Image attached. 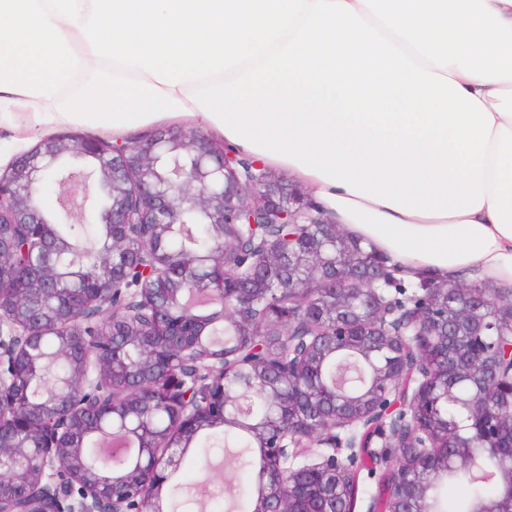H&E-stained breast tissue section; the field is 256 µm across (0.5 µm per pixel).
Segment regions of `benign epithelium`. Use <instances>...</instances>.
Segmentation results:
<instances>
[{
  "label": "benign epithelium",
  "instance_id": "obj_1",
  "mask_svg": "<svg viewBox=\"0 0 512 512\" xmlns=\"http://www.w3.org/2000/svg\"><path fill=\"white\" fill-rule=\"evenodd\" d=\"M64 188L57 215L39 200L45 182ZM96 223L109 228L107 281L93 248L67 251L83 261L76 305L37 304L52 289L63 254L55 225L67 205L88 197ZM178 224H212L220 243L204 255L167 247ZM205 268L207 296L236 340L210 350L197 367L200 319L182 302L188 275ZM291 294L288 309L262 317L255 297L269 281ZM53 312L58 353L70 374L60 391L18 390V376L44 358L35 319ZM282 352L270 364L268 337ZM369 368L349 394L339 385L316 393L320 355L347 345ZM434 349L459 365L444 374ZM277 377L296 386L288 406L314 408L316 422L270 415L253 430L267 451L257 472L254 512H314L309 504L336 480H353L367 448L374 472L393 491L344 512H406L402 489L415 473L459 470L475 448H501L497 476L512 492V291L423 277L410 293L379 255L354 247L334 216L297 183L224 147L196 128L155 130L109 142L67 134L41 140L0 172V512H161L159 496L181 456L203 430L243 417L247 403L272 398ZM175 380L165 402L173 423L141 443L149 467L96 466L86 443L99 426L153 409L156 378ZM453 401L465 412L451 428L427 411ZM451 448L447 456L442 449ZM316 451L318 461L292 460Z\"/></svg>",
  "mask_w": 512,
  "mask_h": 512
}]
</instances>
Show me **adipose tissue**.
<instances>
[{"label": "adipose tissue", "mask_w": 512, "mask_h": 512, "mask_svg": "<svg viewBox=\"0 0 512 512\" xmlns=\"http://www.w3.org/2000/svg\"><path fill=\"white\" fill-rule=\"evenodd\" d=\"M190 116L401 277L512 285V0H0V104Z\"/></svg>", "instance_id": "adipose-tissue-1"}]
</instances>
